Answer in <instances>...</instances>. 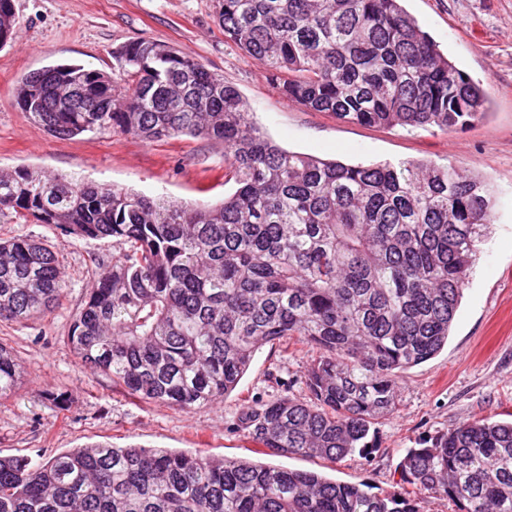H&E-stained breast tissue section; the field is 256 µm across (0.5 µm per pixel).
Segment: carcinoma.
Returning <instances> with one entry per match:
<instances>
[{"label": "carcinoma", "instance_id": "cac0c4a2", "mask_svg": "<svg viewBox=\"0 0 512 512\" xmlns=\"http://www.w3.org/2000/svg\"><path fill=\"white\" fill-rule=\"evenodd\" d=\"M224 38L259 59L281 96L361 125L464 130L488 112L400 0H217ZM16 31L0 0V46ZM112 73L32 72L16 104L55 137L112 131L224 144L235 192L186 208L30 167L0 174V214L112 239L67 343L128 396L181 410L224 400L256 352L296 338L318 351L308 396L243 409L233 430L277 457L341 461L373 447L398 381L436 356L492 223L491 193L452 164L346 165L286 150L240 92L191 55L132 40ZM59 255L0 240V321L51 312L66 291ZM22 382L0 343V398ZM395 472L415 495L375 493L246 457L95 443L37 461L0 457V512H512V420L466 421L419 441Z\"/></svg>", "mask_w": 512, "mask_h": 512}]
</instances>
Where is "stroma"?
<instances>
[{
    "label": "stroma",
    "mask_w": 512,
    "mask_h": 512,
    "mask_svg": "<svg viewBox=\"0 0 512 512\" xmlns=\"http://www.w3.org/2000/svg\"><path fill=\"white\" fill-rule=\"evenodd\" d=\"M12 43L0 48V171L39 167L50 174L165 196L188 207L213 206L237 185L222 144L188 136L147 142L122 134L52 136L15 102L28 73L56 64L111 71L119 46L143 39L181 49L222 74L247 102L254 122L283 148L346 163L425 160L451 163L481 177L495 201L447 346L398 382L395 411L381 419L376 448L339 462L293 456L282 466L316 471L344 483L393 491L398 456L424 437L481 418L512 413V0H404V8L455 65L479 83L490 103L463 132L346 123L328 112L288 103L263 65L225 40L217 0H13ZM31 236L57 252L67 290L59 306L25 323L0 322L24 372L18 391L0 399V456L32 459L103 442L116 448H169L218 457L264 455L233 418L278 392L277 372L296 397L306 395L310 345H265L225 400L182 412L141 402L94 373L67 343L71 319L92 288L96 264H111V239L66 233L51 224L0 216V238ZM64 396L66 410L51 398Z\"/></svg>",
    "instance_id": "35a3bbf8"
}]
</instances>
